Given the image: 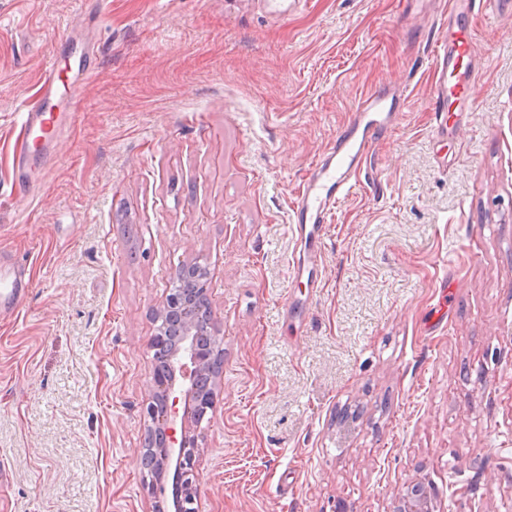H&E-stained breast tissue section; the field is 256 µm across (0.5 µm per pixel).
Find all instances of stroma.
I'll return each instance as SVG.
<instances>
[{
  "label": "stroma",
  "instance_id": "obj_1",
  "mask_svg": "<svg viewBox=\"0 0 512 512\" xmlns=\"http://www.w3.org/2000/svg\"><path fill=\"white\" fill-rule=\"evenodd\" d=\"M90 10L0 0V256L33 283L0 319V512H173V470L147 494L139 454L154 316L192 263L224 350L191 427L200 512H389L420 469L442 512H512V10L473 19L466 116L430 105L429 0ZM88 41L96 75L17 198L22 107ZM395 84L411 96L309 287L290 202Z\"/></svg>",
  "mask_w": 512,
  "mask_h": 512
}]
</instances>
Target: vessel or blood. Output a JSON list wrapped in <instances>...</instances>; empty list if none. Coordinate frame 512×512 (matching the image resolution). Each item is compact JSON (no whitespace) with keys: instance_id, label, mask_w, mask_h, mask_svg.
<instances>
[{"instance_id":"vessel-or-blood-1","label":"vessel or blood","mask_w":512,"mask_h":512,"mask_svg":"<svg viewBox=\"0 0 512 512\" xmlns=\"http://www.w3.org/2000/svg\"><path fill=\"white\" fill-rule=\"evenodd\" d=\"M478 0H444L440 24L431 57V104L441 111L446 99L461 106L471 104L472 70L464 63L470 55L471 26ZM61 74L55 65L43 71L37 95L26 104L24 120L15 141L18 165L40 158L54 142L61 109L78 108L75 88L61 90ZM403 89L369 91L357 102L352 122L310 168L292 201V235L295 250L290 260L293 277H307L311 287H320L315 275L324 248V224L336 204L346 198L359 182L380 135L396 121L394 107L405 102ZM28 290L14 268L0 266V313L15 315Z\"/></svg>"}]
</instances>
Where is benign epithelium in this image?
<instances>
[{
    "label": "benign epithelium",
    "instance_id": "7a95c632",
    "mask_svg": "<svg viewBox=\"0 0 512 512\" xmlns=\"http://www.w3.org/2000/svg\"><path fill=\"white\" fill-rule=\"evenodd\" d=\"M192 268L197 270V276L188 281L187 287L171 289L157 316L160 324L152 339L151 347L155 360L154 401L161 403V407L150 404L146 412L151 423L155 424L158 432L163 435V441L141 452L143 456L150 455L152 464L158 467L164 468L172 463L175 464L180 488L176 491L174 512H199L197 489L192 479L199 450L198 436H190L184 429L176 431L173 421L178 414L177 404L179 400H184V412L191 414L197 422L203 420L208 409L213 406V402L204 400L198 395L197 388L191 382L182 391V395H176L175 378L171 377L169 358L162 354L168 335V325L163 321L165 313L176 312L180 324L191 328L195 314L200 311L196 304V295L206 294V288L202 284V280L206 278V270L199 265L182 266L177 273V279L184 280ZM184 355L189 358L193 373L196 374L206 368L213 350L209 345L203 346L188 340ZM391 512H440L438 491L432 482L416 476L394 494Z\"/></svg>",
    "mask_w": 512,
    "mask_h": 512
}]
</instances>
